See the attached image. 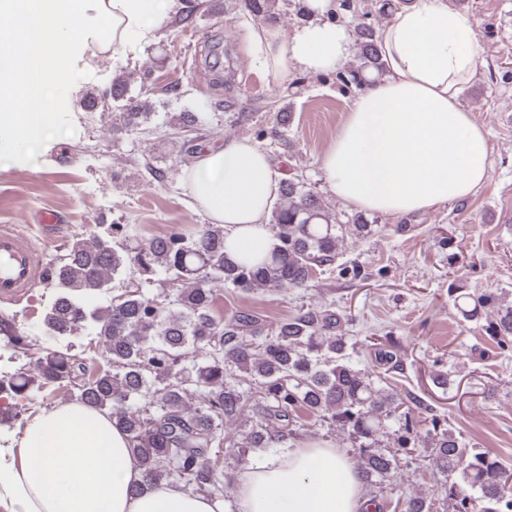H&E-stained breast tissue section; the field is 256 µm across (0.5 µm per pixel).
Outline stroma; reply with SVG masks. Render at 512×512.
<instances>
[{
  "label": "stroma",
  "mask_w": 512,
  "mask_h": 512,
  "mask_svg": "<svg viewBox=\"0 0 512 512\" xmlns=\"http://www.w3.org/2000/svg\"><path fill=\"white\" fill-rule=\"evenodd\" d=\"M477 22L480 64L465 85L460 105L488 132L485 184L464 200L405 218L361 213L329 190L320 157L344 122L359 92L340 74L291 73L279 83L261 63L253 39L260 26L287 35L300 24L298 0H276L269 17L252 16L239 0H201L188 22L168 14L149 42L101 49L99 20L87 10L72 31L69 76L52 88V134L22 135L31 153L15 159L0 153V225L35 236L37 210L54 209L66 220L49 231L45 260L65 254L77 239L126 224L145 240L180 224L207 223L184 177L169 120L194 112L203 148L246 138L269 154L287 176L318 191L340 223L363 221L370 230L349 238L334 265L319 269L309 287L241 294L227 288L217 313L231 318L251 309L270 322L303 307L333 306L346 324V352L358 368L388 378L392 387L443 415L467 447L489 450L512 464V349L485 339L483 319H465L450 289L503 291L512 302V0H448ZM121 74L131 80L123 99L107 109L85 104L89 92L108 91ZM237 109L225 111V92ZM292 120L278 138H260L274 115L268 95ZM154 102L145 133L111 125L110 114L128 111L144 97ZM53 288L40 282L16 302L0 301L28 335L42 336V318ZM390 337L393 359H376L371 339ZM67 393L32 391L20 417L0 425V448H18L34 415L68 403ZM444 478L417 457L394 500L415 492L434 498L437 512H454L444 498Z\"/></svg>",
  "instance_id": "35a3bbf8"
}]
</instances>
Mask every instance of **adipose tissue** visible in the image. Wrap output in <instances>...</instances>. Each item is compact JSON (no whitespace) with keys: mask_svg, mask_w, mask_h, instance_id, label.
I'll return each mask as SVG.
<instances>
[{"mask_svg":"<svg viewBox=\"0 0 512 512\" xmlns=\"http://www.w3.org/2000/svg\"><path fill=\"white\" fill-rule=\"evenodd\" d=\"M182 0H97L102 47L149 37ZM86 0H0V127L39 130L54 114L44 87L61 76L60 27L80 22ZM291 34L264 30L265 68L337 72L353 56L348 30L330 22L336 0H302ZM386 70L354 100L321 156L329 190L355 209L403 217L474 195L488 176L484 128L459 102L479 65L476 21L446 0H409L380 30ZM189 192L223 225L232 258L261 257L275 239L269 217L283 174L246 139L196 155ZM19 453L0 450V505L8 512H227L223 499L169 482L145 492L124 432L98 410L63 404L35 418ZM237 512H365L355 463L334 446L298 442L250 461L235 486Z\"/></svg>","mask_w":512,"mask_h":512,"instance_id":"adipose-tissue-1","label":"adipose tissue"}]
</instances>
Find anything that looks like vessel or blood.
I'll use <instances>...</instances> for the list:
<instances>
[{
    "instance_id": "1",
    "label": "vessel or blood",
    "mask_w": 512,
    "mask_h": 512,
    "mask_svg": "<svg viewBox=\"0 0 512 512\" xmlns=\"http://www.w3.org/2000/svg\"><path fill=\"white\" fill-rule=\"evenodd\" d=\"M48 237L31 238L14 227H0V299L13 300L27 294L42 281L43 251Z\"/></svg>"
}]
</instances>
